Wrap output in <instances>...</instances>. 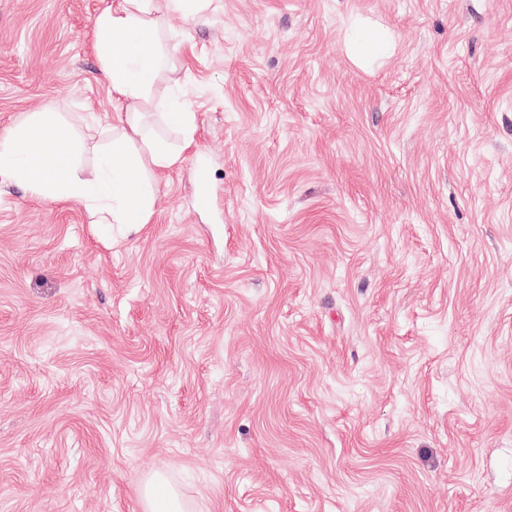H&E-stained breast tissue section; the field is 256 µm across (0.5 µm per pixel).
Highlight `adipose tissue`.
I'll list each match as a JSON object with an SVG mask.
<instances>
[{
    "label": "adipose tissue",
    "instance_id": "obj_1",
    "mask_svg": "<svg viewBox=\"0 0 512 512\" xmlns=\"http://www.w3.org/2000/svg\"><path fill=\"white\" fill-rule=\"evenodd\" d=\"M211 0H101L94 18L96 52L113 102L124 114L120 128L99 151L95 173L76 167L78 148L52 112H38L0 138V176L25 184L44 197L83 203L95 223L118 224L134 233L154 212L157 173L179 165L194 141L193 113L171 99H153L166 68L168 50L159 35L168 17H198ZM153 106L181 135L180 148L149 133L143 109ZM145 512H188L186 503L162 473L149 475L141 489Z\"/></svg>",
    "mask_w": 512,
    "mask_h": 512
}]
</instances>
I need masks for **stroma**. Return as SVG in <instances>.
Here are the masks:
<instances>
[{"mask_svg":"<svg viewBox=\"0 0 512 512\" xmlns=\"http://www.w3.org/2000/svg\"><path fill=\"white\" fill-rule=\"evenodd\" d=\"M99 7L0 0V136L53 109L85 177ZM165 40L196 132L149 224L0 178V512H142L156 470L190 512H512V0H213Z\"/></svg>","mask_w":512,"mask_h":512,"instance_id":"1","label":"stroma"}]
</instances>
